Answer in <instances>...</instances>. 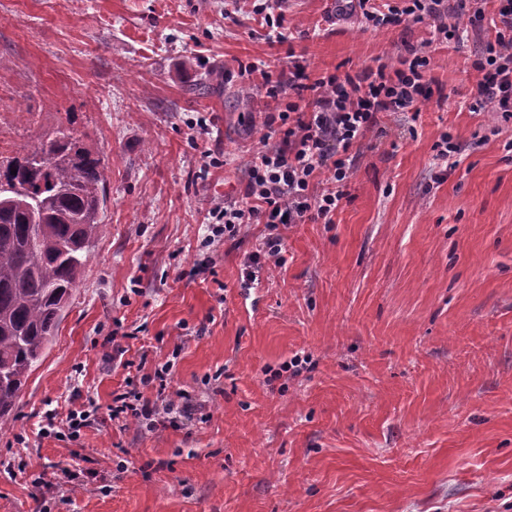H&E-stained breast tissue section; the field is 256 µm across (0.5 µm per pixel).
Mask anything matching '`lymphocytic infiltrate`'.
<instances>
[{"label": "lymphocytic infiltrate", "instance_id": "obj_1", "mask_svg": "<svg viewBox=\"0 0 512 512\" xmlns=\"http://www.w3.org/2000/svg\"><path fill=\"white\" fill-rule=\"evenodd\" d=\"M344 2L358 6L361 21L368 27L382 28L408 18L429 22L431 39L408 48L396 68L367 67L353 75H317L300 58L293 59L287 73L276 77L265 63L239 64L243 87H251L253 77L261 76L266 96L274 103L262 121L268 141L248 155L242 198L227 197L210 208L209 233L202 242L204 255L197 260L195 273L215 274L213 247L236 240L248 224L265 225L268 233L244 256L245 280L261 282L270 266H284L287 258L279 225L331 223L348 196L353 151L378 127L381 115L415 112L430 99L432 44L463 43L484 19L481 0H399L384 11L371 6L369 0ZM497 2L501 28L473 63L475 102L477 108L511 122L512 0ZM321 178L326 185L319 189L315 182ZM172 378V363L155 366L153 373L142 377L141 388L115 394L103 415L86 407L72 409L62 418L46 411L38 434L75 443L83 429L102 417L118 424L132 420L149 430L193 420L197 407L189 395L153 400L142 392L143 386L153 382L166 388Z\"/></svg>", "mask_w": 512, "mask_h": 512}]
</instances>
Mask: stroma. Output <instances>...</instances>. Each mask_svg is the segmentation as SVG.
Instances as JSON below:
<instances>
[{"instance_id":"35a3bbf8","label":"stroma","mask_w":512,"mask_h":512,"mask_svg":"<svg viewBox=\"0 0 512 512\" xmlns=\"http://www.w3.org/2000/svg\"><path fill=\"white\" fill-rule=\"evenodd\" d=\"M331 4L278 0L284 46L254 0H0V155L66 126L109 170L106 231L0 432V512H512V123L471 110L495 0L479 34L436 48L418 115L369 133L332 223L281 227L284 267L244 287L266 233L250 224L217 246V281L190 274L260 145L264 93L239 62L354 73L430 37L326 22ZM444 132L461 152L442 178ZM207 151L222 165L202 179ZM170 359L193 425L37 437L45 411L107 408L136 362ZM258 2H263L257 4L254 9L258 14H264V19L266 21V25L270 28L268 32V40L271 43H277L279 45H283L285 43H289L291 38L290 28L284 27V17L282 14L273 15L267 12L269 9H272L270 0H258Z\"/></svg>"}]
</instances>
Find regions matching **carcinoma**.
<instances>
[{
  "label": "carcinoma",
  "instance_id": "cac0c4a2",
  "mask_svg": "<svg viewBox=\"0 0 512 512\" xmlns=\"http://www.w3.org/2000/svg\"><path fill=\"white\" fill-rule=\"evenodd\" d=\"M107 181L103 158L68 127L0 160V431L104 232Z\"/></svg>",
  "mask_w": 512,
  "mask_h": 512
}]
</instances>
